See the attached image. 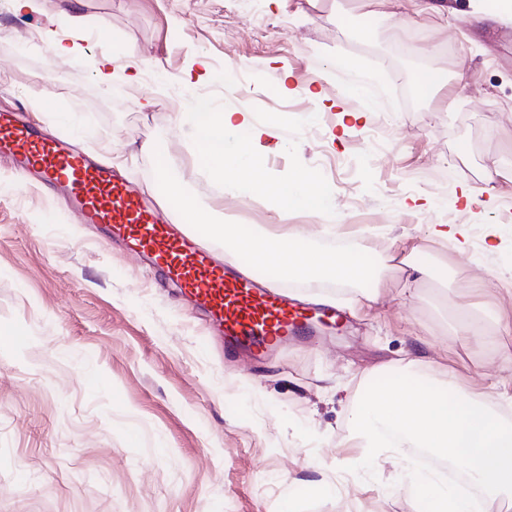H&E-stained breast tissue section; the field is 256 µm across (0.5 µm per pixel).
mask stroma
Here are the masks:
<instances>
[{"label": "stroma", "mask_w": 512, "mask_h": 512, "mask_svg": "<svg viewBox=\"0 0 512 512\" xmlns=\"http://www.w3.org/2000/svg\"><path fill=\"white\" fill-rule=\"evenodd\" d=\"M448 4L418 17L413 0H42L36 13L0 0V112L94 157L111 148L113 167L175 220L154 154L134 148L151 142L224 223L281 224L328 251L366 238L383 279L371 306L365 280H285L348 319L247 367L179 290L0 160V512H414L400 460L371 478L351 470L363 456L344 438L365 374L418 360L512 395V20L477 24L470 0ZM50 30L82 56L55 54ZM106 55L124 80L112 97L83 66ZM231 67L255 83L241 109L278 134L254 145L265 174H312L332 209L244 202L194 166L174 115L197 95L228 109ZM428 68L447 73L444 98L418 93ZM357 80L372 110L347 94ZM35 90L50 108L33 106ZM346 112L362 118L341 127ZM436 224L467 225L468 250L431 237ZM495 235L500 248L484 252ZM392 254L417 273L384 266ZM456 294L496 340L456 335Z\"/></svg>", "instance_id": "stroma-1"}]
</instances>
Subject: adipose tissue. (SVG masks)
Segmentation results:
<instances>
[{
  "mask_svg": "<svg viewBox=\"0 0 512 512\" xmlns=\"http://www.w3.org/2000/svg\"><path fill=\"white\" fill-rule=\"evenodd\" d=\"M179 124L188 128L190 140L197 146V164L204 167L217 184H230L236 190H249L270 198L275 210L293 208L299 211L325 212L330 208L328 194L316 186L310 176L299 172L288 181L276 184L262 179L260 162L246 148L247 141L275 138L272 128H254L249 113L241 110L219 111L205 106L196 112L176 113ZM236 131V139H227V131ZM168 196L178 198L182 223L212 225L224 236V251L249 253L255 262L267 267L280 278H327L337 282H359L372 278L362 259L369 252L366 242H358L353 251L335 253L313 249L311 239L303 233L281 235L261 231L243 233L235 224H214L211 212L194 199L183 196L178 182L166 185Z\"/></svg>",
  "mask_w": 512,
  "mask_h": 512,
  "instance_id": "1",
  "label": "adipose tissue"
}]
</instances>
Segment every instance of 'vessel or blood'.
<instances>
[{
  "label": "vessel or blood",
  "instance_id": "1",
  "mask_svg": "<svg viewBox=\"0 0 512 512\" xmlns=\"http://www.w3.org/2000/svg\"><path fill=\"white\" fill-rule=\"evenodd\" d=\"M62 192L82 223L104 226L145 257L166 282L200 300L224 352L261 360L291 337L335 327L342 313L325 304L306 305L272 288L266 276L227 267L213 252L170 224L126 181L88 155L0 113V155Z\"/></svg>",
  "mask_w": 512,
  "mask_h": 512
}]
</instances>
